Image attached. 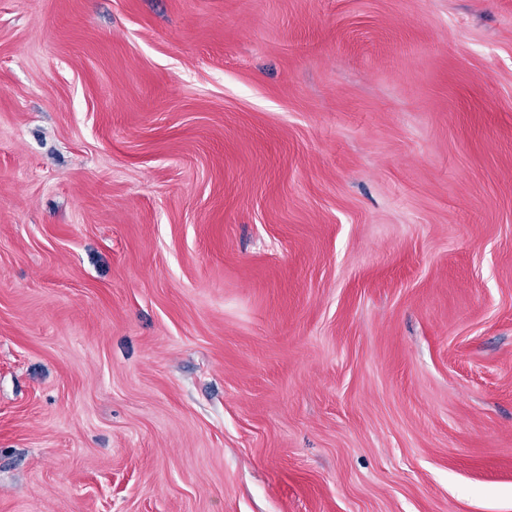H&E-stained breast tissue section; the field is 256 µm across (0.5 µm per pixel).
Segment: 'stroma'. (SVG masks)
Instances as JSON below:
<instances>
[{
    "label": "stroma",
    "instance_id": "1",
    "mask_svg": "<svg viewBox=\"0 0 512 512\" xmlns=\"http://www.w3.org/2000/svg\"><path fill=\"white\" fill-rule=\"evenodd\" d=\"M0 512H512V0H0Z\"/></svg>",
    "mask_w": 512,
    "mask_h": 512
}]
</instances>
